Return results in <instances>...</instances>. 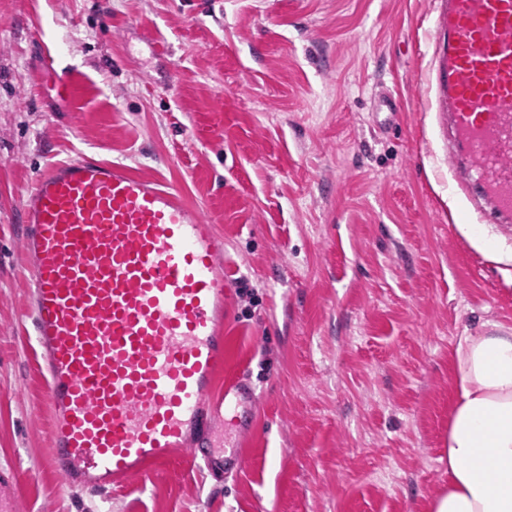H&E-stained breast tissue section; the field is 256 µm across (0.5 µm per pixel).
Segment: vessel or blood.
Returning <instances> with one entry per match:
<instances>
[{"label":"vessel or blood","mask_w":512,"mask_h":512,"mask_svg":"<svg viewBox=\"0 0 512 512\" xmlns=\"http://www.w3.org/2000/svg\"><path fill=\"white\" fill-rule=\"evenodd\" d=\"M435 71L448 126L449 169L488 224L512 222V0H444ZM26 227L22 320L33 329L51 409L48 467L66 487L145 483L176 453L241 465L216 449L202 415L223 408L245 434L237 378L224 367V304L234 284L218 266L224 236L174 186L118 162L81 156L44 168L21 195ZM21 481L0 471V512Z\"/></svg>","instance_id":"vessel-or-blood-1"}]
</instances>
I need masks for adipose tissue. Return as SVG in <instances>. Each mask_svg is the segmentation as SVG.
Returning a JSON list of instances; mask_svg holds the SVG:
<instances>
[{"label": "adipose tissue", "instance_id": "ef3b65f1", "mask_svg": "<svg viewBox=\"0 0 512 512\" xmlns=\"http://www.w3.org/2000/svg\"><path fill=\"white\" fill-rule=\"evenodd\" d=\"M448 409V489L431 512H512V326L459 338Z\"/></svg>", "mask_w": 512, "mask_h": 512}]
</instances>
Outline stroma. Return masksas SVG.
<instances>
[{
    "instance_id": "35a3bbf8",
    "label": "stroma",
    "mask_w": 512,
    "mask_h": 512,
    "mask_svg": "<svg viewBox=\"0 0 512 512\" xmlns=\"http://www.w3.org/2000/svg\"><path fill=\"white\" fill-rule=\"evenodd\" d=\"M439 0H0V470L19 512H430L450 363L512 325V263L459 232L434 106ZM55 55V71L44 67ZM76 85L54 99L57 74ZM401 104L374 123L379 94ZM175 185L224 235L225 366L256 427L221 477L65 488L20 323V195L77 153ZM21 482L20 473L12 469L5 472L4 469L0 471V484L4 487H11V495L5 499L3 497V490L0 498V505L2 511H17L19 502V483Z\"/></svg>"
}]
</instances>
